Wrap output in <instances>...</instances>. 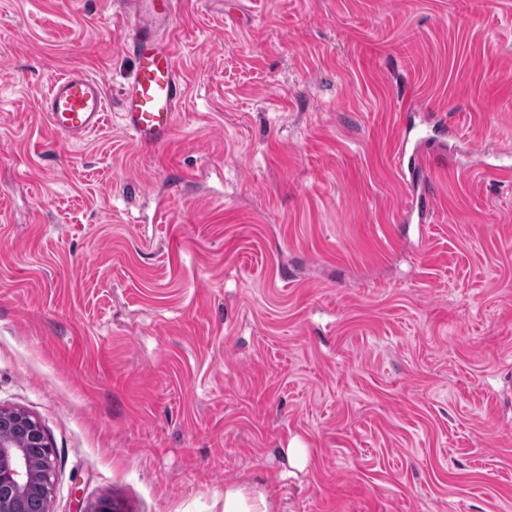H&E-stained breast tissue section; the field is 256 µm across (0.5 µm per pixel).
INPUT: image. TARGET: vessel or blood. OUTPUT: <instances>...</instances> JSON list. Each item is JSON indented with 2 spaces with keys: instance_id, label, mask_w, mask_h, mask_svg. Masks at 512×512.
<instances>
[{
  "instance_id": "1",
  "label": "vessel or blood",
  "mask_w": 512,
  "mask_h": 512,
  "mask_svg": "<svg viewBox=\"0 0 512 512\" xmlns=\"http://www.w3.org/2000/svg\"><path fill=\"white\" fill-rule=\"evenodd\" d=\"M123 46L133 57V75L120 101L122 125L133 141L149 149L171 137L185 93L176 66L175 21L181 0H128ZM54 135L79 139L101 130L108 112L105 85L75 66L54 78L42 100Z\"/></svg>"
}]
</instances>
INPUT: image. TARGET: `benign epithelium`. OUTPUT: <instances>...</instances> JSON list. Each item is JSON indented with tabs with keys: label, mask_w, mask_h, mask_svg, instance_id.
Here are the masks:
<instances>
[{
	"label": "benign epithelium",
	"mask_w": 512,
	"mask_h": 512,
	"mask_svg": "<svg viewBox=\"0 0 512 512\" xmlns=\"http://www.w3.org/2000/svg\"><path fill=\"white\" fill-rule=\"evenodd\" d=\"M53 448L40 422L0 409V512H49Z\"/></svg>",
	"instance_id": "benign-epithelium-1"
}]
</instances>
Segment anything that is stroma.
Wrapping results in <instances>:
<instances>
[{
  "mask_svg": "<svg viewBox=\"0 0 512 512\" xmlns=\"http://www.w3.org/2000/svg\"><path fill=\"white\" fill-rule=\"evenodd\" d=\"M125 2L0 0V408L50 512H512V0H183L155 150ZM72 66L110 112L57 145ZM425 136L460 170L404 185ZM243 500L239 491L228 490L224 493L225 512H268V504L264 495L260 494L248 510H241L240 503Z\"/></svg>",
  "mask_w": 512,
  "mask_h": 512,
  "instance_id": "obj_1",
  "label": "stroma"
}]
</instances>
